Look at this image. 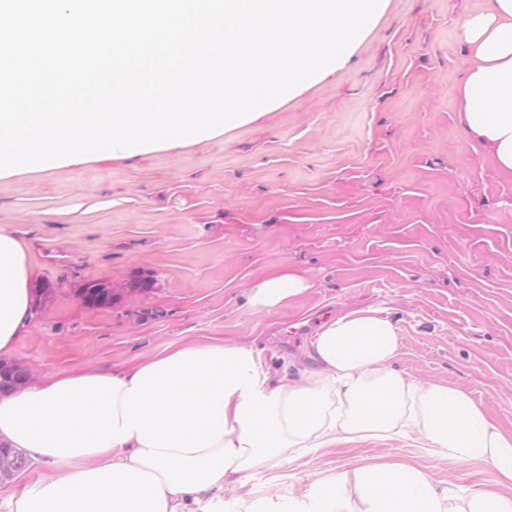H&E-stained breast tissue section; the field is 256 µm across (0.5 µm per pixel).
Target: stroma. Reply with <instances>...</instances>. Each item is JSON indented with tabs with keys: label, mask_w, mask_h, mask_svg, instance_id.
Instances as JSON below:
<instances>
[{
	"label": "stroma",
	"mask_w": 512,
	"mask_h": 512,
	"mask_svg": "<svg viewBox=\"0 0 512 512\" xmlns=\"http://www.w3.org/2000/svg\"><path fill=\"white\" fill-rule=\"evenodd\" d=\"M484 0H389L350 62L260 119L130 158L0 173V232L54 285L11 361L32 382L110 372L167 348L224 339L298 373L323 318L371 306L398 327L393 367L465 390L512 428V178L459 118L462 25ZM309 287L277 307L258 279ZM88 280L120 294L93 310ZM372 457L464 493L492 483L402 440L343 444L253 469L224 512H263ZM309 287L307 280L299 273L288 268L268 275L254 287L253 299L266 306H277L293 300Z\"/></svg>",
	"instance_id": "stroma-1"
}]
</instances>
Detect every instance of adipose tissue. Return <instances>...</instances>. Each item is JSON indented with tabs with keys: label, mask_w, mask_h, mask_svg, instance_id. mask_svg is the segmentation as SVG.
Returning a JSON list of instances; mask_svg holds the SVG:
<instances>
[{
	"label": "adipose tissue",
	"mask_w": 512,
	"mask_h": 512,
	"mask_svg": "<svg viewBox=\"0 0 512 512\" xmlns=\"http://www.w3.org/2000/svg\"><path fill=\"white\" fill-rule=\"evenodd\" d=\"M464 40L463 126L512 176V0H488ZM32 277L21 243L0 233V356L28 319ZM307 288L285 268L253 299L276 306ZM398 351L397 326L366 307L320 326L297 377L271 371L253 346L210 340L2 392L0 446L56 468L11 512H224L226 485L289 449L397 437L452 463L484 461L496 482L457 495L410 464H367L267 512H512V429L458 387L395 371Z\"/></svg>",
	"instance_id": "adipose-tissue-1"
}]
</instances>
